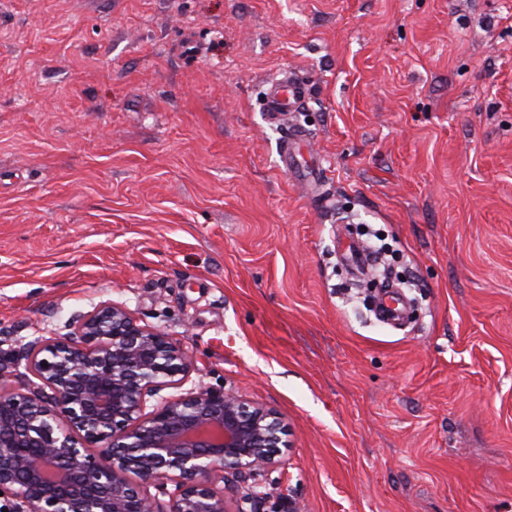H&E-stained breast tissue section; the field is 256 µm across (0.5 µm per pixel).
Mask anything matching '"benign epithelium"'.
Returning a JSON list of instances; mask_svg holds the SVG:
<instances>
[{
	"instance_id": "1",
	"label": "benign epithelium",
	"mask_w": 512,
	"mask_h": 512,
	"mask_svg": "<svg viewBox=\"0 0 512 512\" xmlns=\"http://www.w3.org/2000/svg\"><path fill=\"white\" fill-rule=\"evenodd\" d=\"M25 386L0 374V492L14 512H229L227 470L268 476L284 424L232 389L179 388L194 359L163 328L102 301L64 336L0 349ZM155 487L166 504L147 492Z\"/></svg>"
}]
</instances>
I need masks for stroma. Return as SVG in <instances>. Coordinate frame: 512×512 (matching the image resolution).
Listing matches in <instances>:
<instances>
[{
	"label": "stroma",
	"mask_w": 512,
	"mask_h": 512,
	"mask_svg": "<svg viewBox=\"0 0 512 512\" xmlns=\"http://www.w3.org/2000/svg\"><path fill=\"white\" fill-rule=\"evenodd\" d=\"M108 300L286 425L227 505L512 512V0H0V338ZM305 84L288 78L274 83L266 92L265 112L272 123L280 122L287 112L297 109L307 98Z\"/></svg>",
	"instance_id": "1"
}]
</instances>
